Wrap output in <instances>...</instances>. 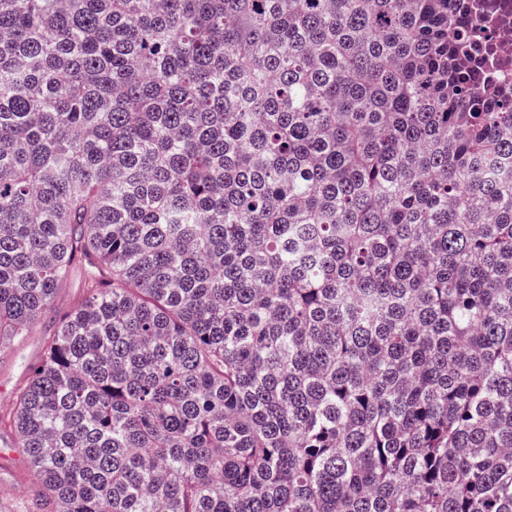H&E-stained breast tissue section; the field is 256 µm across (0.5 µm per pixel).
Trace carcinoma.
<instances>
[{
  "label": "carcinoma",
  "instance_id": "1",
  "mask_svg": "<svg viewBox=\"0 0 512 512\" xmlns=\"http://www.w3.org/2000/svg\"><path fill=\"white\" fill-rule=\"evenodd\" d=\"M463 10L0 0L24 512H512V102ZM84 286V273L81 268L75 269L71 280L59 288L56 296V308L59 311L67 310L82 295Z\"/></svg>",
  "mask_w": 512,
  "mask_h": 512
}]
</instances>
